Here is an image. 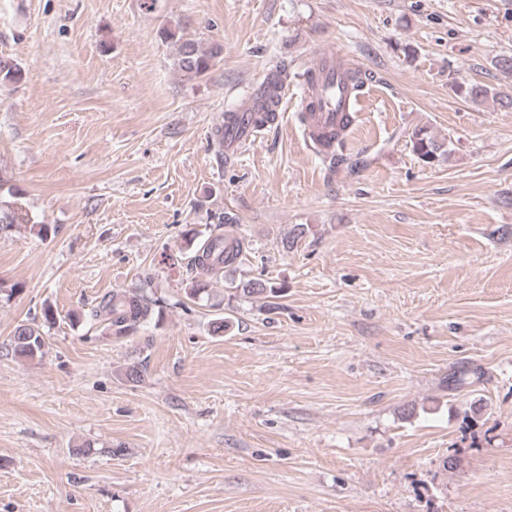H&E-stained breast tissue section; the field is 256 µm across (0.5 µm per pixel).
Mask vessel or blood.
I'll return each instance as SVG.
<instances>
[{"label":"vessel or blood","mask_w":512,"mask_h":512,"mask_svg":"<svg viewBox=\"0 0 512 512\" xmlns=\"http://www.w3.org/2000/svg\"><path fill=\"white\" fill-rule=\"evenodd\" d=\"M313 69L316 80L307 87L301 105L309 111L307 136L319 146L334 140L337 127L346 122L354 109V102L349 70L338 55L328 51L317 52ZM260 105L257 95H250L247 104L225 120L226 155H233L252 137L259 135L261 128L255 124L252 114Z\"/></svg>","instance_id":"vessel-or-blood-1"}]
</instances>
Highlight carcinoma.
Segmentation results:
<instances>
[{
	"label": "carcinoma",
	"mask_w": 512,
	"mask_h": 512,
	"mask_svg": "<svg viewBox=\"0 0 512 512\" xmlns=\"http://www.w3.org/2000/svg\"><path fill=\"white\" fill-rule=\"evenodd\" d=\"M160 36L175 46L174 63L188 77L197 78L207 74L223 53L220 44L215 43L204 49L197 41L179 35L175 27L162 28ZM287 78L286 65L282 62L277 64L275 79L263 87V97L273 99L280 80ZM459 92L475 102L490 99L502 108L512 109V92L504 91L500 87L472 84L459 87ZM411 145L412 152L427 165L443 162L449 156L447 143L425 131L415 133ZM242 253L239 239L229 240L218 230L211 233L189 259L192 276L185 286L186 295L197 299L210 296L212 275L234 265ZM234 289L245 296L262 295L266 299L277 298L281 292L275 286L254 279L241 281ZM160 308L161 300L150 296L145 287L118 289L104 295L87 311L86 318L93 324L104 325L114 336L121 338L151 322L160 312ZM12 345L15 354L33 359L44 354L45 339L39 329L24 323L15 328Z\"/></svg>",
	"instance_id": "cac0c4a2"
}]
</instances>
